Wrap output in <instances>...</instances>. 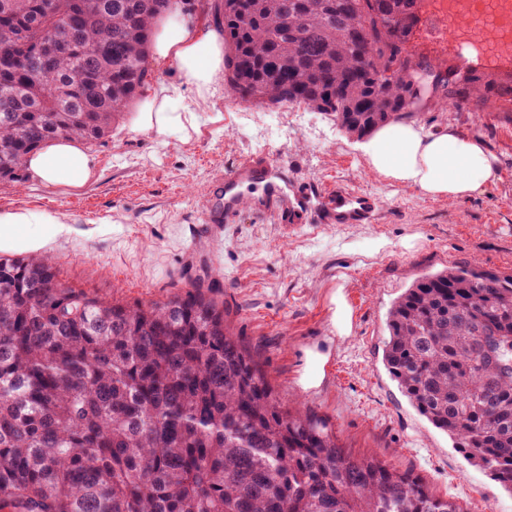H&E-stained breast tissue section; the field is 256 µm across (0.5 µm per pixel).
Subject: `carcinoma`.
Listing matches in <instances>:
<instances>
[{"label": "carcinoma", "mask_w": 512, "mask_h": 512, "mask_svg": "<svg viewBox=\"0 0 512 512\" xmlns=\"http://www.w3.org/2000/svg\"><path fill=\"white\" fill-rule=\"evenodd\" d=\"M182 2L223 17L243 101L303 103L357 137L447 101L512 120V75L423 79L454 67L409 50L416 0H0V182L49 140L108 136L151 79L153 21ZM218 287L128 305L59 282L48 257L0 258V512H463L284 406ZM386 327L410 404L512 492V275L422 277Z\"/></svg>", "instance_id": "cac0c4a2"}]
</instances>
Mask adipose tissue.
<instances>
[{"instance_id": "obj_1", "label": "adipose tissue", "mask_w": 512, "mask_h": 512, "mask_svg": "<svg viewBox=\"0 0 512 512\" xmlns=\"http://www.w3.org/2000/svg\"><path fill=\"white\" fill-rule=\"evenodd\" d=\"M154 28V55L173 61L178 79L152 86L136 109L134 126L159 137L174 129L197 130L201 104L217 93L224 79V35L187 18H160ZM183 81L193 86L196 105L178 106ZM356 147L373 171L434 199H469L500 179L498 158L485 141L451 123L429 130L405 119L391 122ZM93 166L81 141L65 137L35 152L28 172L39 183L79 187L89 180ZM73 234L72 225L38 210H0V253L45 255L71 242Z\"/></svg>"}]
</instances>
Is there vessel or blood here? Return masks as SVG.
Listing matches in <instances>:
<instances>
[{
    "instance_id": "obj_1",
    "label": "vessel or blood",
    "mask_w": 512,
    "mask_h": 512,
    "mask_svg": "<svg viewBox=\"0 0 512 512\" xmlns=\"http://www.w3.org/2000/svg\"><path fill=\"white\" fill-rule=\"evenodd\" d=\"M490 0H417L424 44L434 59L450 60L461 70L512 68V0H499V22L489 21L484 7ZM265 158L250 159L226 173L224 188L213 193V221L231 220L243 202L240 189L254 188L261 209L277 212L292 224L313 216L317 223L353 224L370 221L374 205L368 197L312 187L294 190Z\"/></svg>"
}]
</instances>
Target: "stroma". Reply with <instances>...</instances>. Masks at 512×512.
I'll return each mask as SVG.
<instances>
[{
	"instance_id": "1",
	"label": "stroma",
	"mask_w": 512,
	"mask_h": 512,
	"mask_svg": "<svg viewBox=\"0 0 512 512\" xmlns=\"http://www.w3.org/2000/svg\"><path fill=\"white\" fill-rule=\"evenodd\" d=\"M131 118L88 146L94 175L81 188L0 183V208L45 211L78 230L52 254L58 280L134 304L223 275L216 299L283 404L313 409L353 453L413 470L464 512H512V493L415 411L382 361L387 312L414 280L454 265L512 275V122L489 105L416 115L483 138L500 160L501 182L448 202L374 173L355 137L303 104L269 108L224 85L190 137L160 139ZM256 157L271 158L289 187L369 196L372 220L292 229L260 213L245 186L236 218L209 223L207 194Z\"/></svg>"
}]
</instances>
